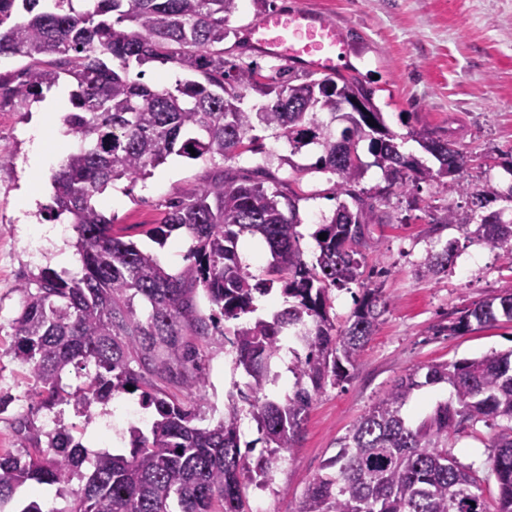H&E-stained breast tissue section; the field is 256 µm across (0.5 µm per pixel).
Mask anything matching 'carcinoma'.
I'll return each instance as SVG.
<instances>
[{
	"instance_id": "cac0c4a2",
	"label": "carcinoma",
	"mask_w": 512,
	"mask_h": 512,
	"mask_svg": "<svg viewBox=\"0 0 512 512\" xmlns=\"http://www.w3.org/2000/svg\"><path fill=\"white\" fill-rule=\"evenodd\" d=\"M40 2L0 0V56L28 59L20 72L24 81L0 74V100L27 104L62 81L73 86L64 121L81 146L54 176L49 218L75 225L81 273L66 277L45 267L24 280L10 353L28 370L46 409L71 404L88 417L94 405L130 385L154 409V419L149 432L133 431L127 455H91L64 428L44 435L20 421L18 433L31 450L0 452V505L29 483L54 486L57 496L70 498L62 512H247L242 486L250 468L240 451L237 410L214 426H200L185 405L202 384L194 342L209 336L219 319L236 321V364L251 378L252 392L269 381L283 339L296 345L291 394L253 404L271 448L257 469L268 475L279 450L295 447L313 397L347 377L389 306L381 289L366 288L344 329L336 330L329 314L330 290L364 285L369 226L391 221L355 190L363 174L359 144L368 142L390 188L458 175L467 155L454 140L425 129L414 137L439 169L404 155L372 91L354 78L264 83L257 65L226 61L230 30L224 21L238 0H93L90 10L76 8L77 0H50V10ZM150 62L171 64L192 78L165 87L129 78L132 64ZM248 88L273 96L272 103L259 112L242 110ZM354 99L365 111L345 113L347 126L335 133L337 103ZM257 124L276 130L294 150L316 145L313 169L336 176V196L354 203L339 202L320 225L317 233L327 238L317 240L312 265L299 248L294 199L231 169L170 203L162 223L147 231L159 242L179 230L194 241L189 264L176 275L113 233L112 218L93 202L114 182L133 185L173 154L224 160L250 151L248 134ZM450 224L477 225L474 235L493 247L512 241V225L494 214L450 208L432 231ZM245 234L262 239L270 254L266 278L257 282L238 253ZM454 250L450 241L430 255L421 276L447 271ZM200 288L217 308L208 317L195 302ZM275 288L282 308L269 320L249 319L255 294ZM501 317L512 321V289L460 311L448 332ZM72 369L85 372L87 381L70 391L63 378ZM439 384L451 387L452 398L410 424L404 408L412 393ZM480 423L495 430L486 476L462 462L451 444ZM337 444L298 512H512V350L406 374ZM491 475L497 492L490 498ZM75 477L82 482L78 491L69 488Z\"/></svg>"
}]
</instances>
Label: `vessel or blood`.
<instances>
[{"mask_svg":"<svg viewBox=\"0 0 512 512\" xmlns=\"http://www.w3.org/2000/svg\"><path fill=\"white\" fill-rule=\"evenodd\" d=\"M248 34L264 54L324 75L336 71L345 52L341 30L306 9L268 13Z\"/></svg>","mask_w":512,"mask_h":512,"instance_id":"vessel-or-blood-1","label":"vessel or blood"}]
</instances>
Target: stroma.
<instances>
[{
	"label": "stroma",
	"instance_id": "1",
	"mask_svg": "<svg viewBox=\"0 0 512 512\" xmlns=\"http://www.w3.org/2000/svg\"><path fill=\"white\" fill-rule=\"evenodd\" d=\"M297 9L318 13L342 29L346 59L340 73L372 90L403 153L436 167V160L413 138L414 131L424 128L452 137L470 162L461 175L443 183L417 180L405 189L390 190L367 146H360L365 170L358 188L373 196L386 192L385 209L392 217L391 223L370 225L365 260L370 283L381 287L390 305L347 379L325 386L313 400L296 447L279 452L267 481L245 479L248 512H297L310 482L335 455L337 439L402 375L431 364L512 350V322L506 320L457 335L443 331L457 312L512 289V265L503 249L466 239L454 225L432 229L447 208H471L477 190L493 193L485 212L501 211L512 218V203L501 197L512 186L507 171L512 165V0H239L227 23L232 34L224 42L225 59L256 62L272 78L287 69L301 75V68L261 54L246 37L265 14ZM40 107L36 101L0 109V393L13 398L0 413V449L19 451L18 419L39 427L51 415L87 447L99 449L111 443L112 419L120 416L124 404L138 401V394H119L109 404L95 406L90 418L71 406L40 409L33 380L9 352L24 276L45 266H61L72 275L81 269L74 247L77 232L69 223L39 257L30 254L38 229L48 221L53 176L64 151L48 143L41 170L30 172V123ZM254 134L260 151L226 161L170 157L146 180L133 185L122 180L109 187L97 197V206L124 240L176 273L189 262L192 239L179 232L161 245L149 237V229L162 221L170 202L190 196L214 173L230 167L268 189L296 195L300 249L306 261H313L318 252L314 234L336 210L335 177L309 172L316 149L305 147L294 154L275 131L259 126ZM34 178L41 182V193L29 211L19 212L22 189ZM450 240L459 243L454 265L448 272L421 276L425 258ZM231 341V336L214 332L200 344L198 364L205 384L186 405L202 426L216 424L229 406L238 405L240 443L248 447L247 463L253 466L267 448L249 404L240 397L249 378L235 364Z\"/></svg>",
	"mask_w": 512,
	"mask_h": 512
}]
</instances>
